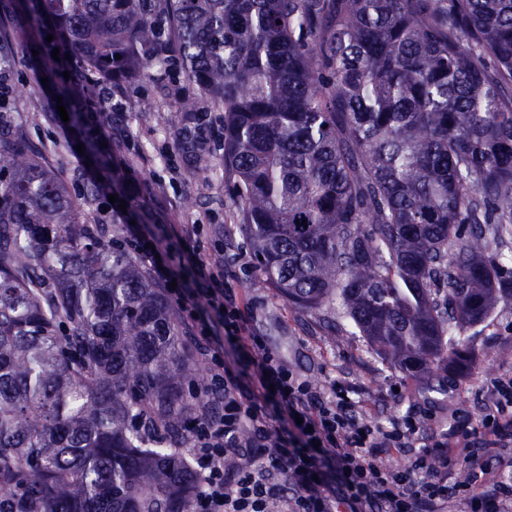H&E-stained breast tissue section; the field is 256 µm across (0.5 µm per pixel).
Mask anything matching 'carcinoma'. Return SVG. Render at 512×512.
Here are the masks:
<instances>
[{
    "label": "carcinoma",
    "instance_id": "cac0c4a2",
    "mask_svg": "<svg viewBox=\"0 0 512 512\" xmlns=\"http://www.w3.org/2000/svg\"><path fill=\"white\" fill-rule=\"evenodd\" d=\"M112 72L177 55L224 109L265 282L411 377L512 299V0H16ZM120 58H115V55ZM0 112V512H184L199 369L141 260ZM306 222H301V219Z\"/></svg>",
    "mask_w": 512,
    "mask_h": 512
}]
</instances>
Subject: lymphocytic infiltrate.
Returning a JSON list of instances; mask_svg holds the SVG:
<instances>
[{
	"label": "lymphocytic infiltrate",
	"instance_id": "1",
	"mask_svg": "<svg viewBox=\"0 0 512 512\" xmlns=\"http://www.w3.org/2000/svg\"><path fill=\"white\" fill-rule=\"evenodd\" d=\"M196 231L159 224L136 242L191 333L207 336L217 324L239 346L234 363L221 348H200L209 405L188 441L198 482L189 512H269L273 503L279 512H448L460 491L475 512H512V376L493 382L478 419L458 414L438 430L423 408L381 425L370 404L287 367L248 329L235 263L189 248L191 276L181 278L172 244L188 245ZM394 453L409 455L408 465H379ZM460 464L466 478L449 483Z\"/></svg>",
	"mask_w": 512,
	"mask_h": 512
}]
</instances>
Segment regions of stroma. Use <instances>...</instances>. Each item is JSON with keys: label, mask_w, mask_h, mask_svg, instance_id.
<instances>
[{"label": "stroma", "mask_w": 512, "mask_h": 512, "mask_svg": "<svg viewBox=\"0 0 512 512\" xmlns=\"http://www.w3.org/2000/svg\"><path fill=\"white\" fill-rule=\"evenodd\" d=\"M43 76L18 18L1 24L0 110L11 114L14 131L80 203L81 223L107 225L108 239L128 248L134 236L130 225L119 221L123 212L142 211L152 220L164 212L175 224L198 223L191 245L213 258L231 259L250 250L239 200L224 173V113L201 96L179 62L123 79L96 115L106 154L128 170L115 204L106 188L89 195L97 168L76 150L86 135L62 121L55 89L42 85ZM188 102L194 103L193 111H185ZM162 112L170 115L169 123L159 122ZM203 156L212 165L206 174L198 168ZM237 288L244 302L258 306L253 328L287 365L312 380H336L355 388L384 419L425 404L445 417L457 410L480 416L494 380L512 372L510 299L500 301L485 322L460 333L471 353L466 369L452 373L439 368L414 378L382 361L362 337L352 335L338 308L307 312L290 305L264 284L256 264L243 267Z\"/></svg>", "instance_id": "35a3bbf8"}]
</instances>
